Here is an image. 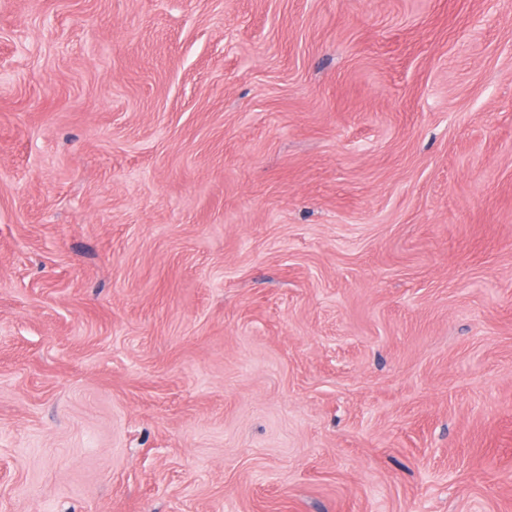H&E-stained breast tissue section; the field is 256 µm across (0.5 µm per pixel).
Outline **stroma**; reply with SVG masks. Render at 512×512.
<instances>
[{
  "instance_id": "1",
  "label": "stroma",
  "mask_w": 512,
  "mask_h": 512,
  "mask_svg": "<svg viewBox=\"0 0 512 512\" xmlns=\"http://www.w3.org/2000/svg\"><path fill=\"white\" fill-rule=\"evenodd\" d=\"M0 512H512V0H0Z\"/></svg>"
}]
</instances>
